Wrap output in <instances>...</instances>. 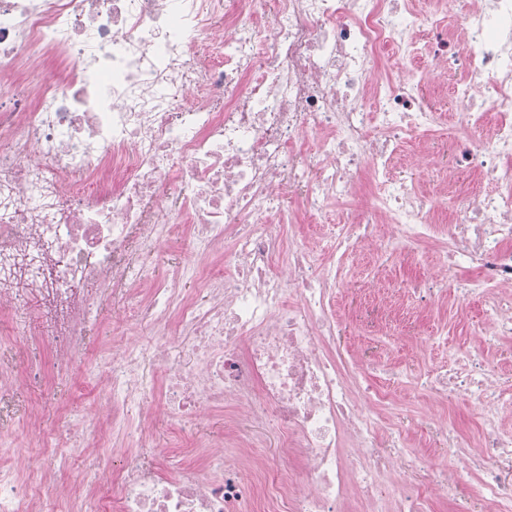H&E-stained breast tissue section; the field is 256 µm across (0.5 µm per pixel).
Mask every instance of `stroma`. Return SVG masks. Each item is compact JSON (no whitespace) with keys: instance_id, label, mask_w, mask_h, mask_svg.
<instances>
[{"instance_id":"1","label":"stroma","mask_w":512,"mask_h":512,"mask_svg":"<svg viewBox=\"0 0 512 512\" xmlns=\"http://www.w3.org/2000/svg\"><path fill=\"white\" fill-rule=\"evenodd\" d=\"M188 249V235L179 233L145 256L148 277L142 282L141 294H148L173 262L185 259ZM431 272L430 266L412 265L389 250L363 251L340 270L354 288L366 287L371 281L395 287ZM127 299L123 286L107 288L102 304L90 318L87 355L67 371L54 366L50 338L35 334L27 343L19 344L9 333L0 334V374L14 383L13 389L0 398V468L24 470L31 457L46 459L49 468H57L55 452L64 444L69 425L105 405V363L121 344L119 316ZM356 308L350 294L337 295L336 309L345 324L341 341L351 351L364 343L376 346L378 356L359 381L372 388L384 384L392 387L401 406L389 411L388 416L402 427L409 455L432 469L449 463L447 448L424 423L427 417L443 414L445 408L432 402L428 392L411 378L448 362L451 353L458 350L481 352L499 372L504 389L499 426L512 432V335L491 344L483 342L479 334L485 316L481 297L462 298L452 293L440 298L423 310L402 336L375 328L370 317H356ZM416 334L434 337V346L417 349L412 341ZM146 429L151 447L143 451L142 457L150 464L156 454L162 453L176 457L181 464L200 467L210 449L235 445L239 436L228 408L205 412L192 423L156 415L147 420ZM22 439L27 442L23 448L18 445Z\"/></svg>"}]
</instances>
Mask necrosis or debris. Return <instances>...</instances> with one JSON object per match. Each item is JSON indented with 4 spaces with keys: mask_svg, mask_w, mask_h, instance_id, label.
<instances>
[{
    "mask_svg": "<svg viewBox=\"0 0 512 512\" xmlns=\"http://www.w3.org/2000/svg\"><path fill=\"white\" fill-rule=\"evenodd\" d=\"M440 43L431 70L395 80L379 63L412 60ZM71 61L53 91L48 59ZM451 78L461 133L444 165L491 182L461 193L447 224L397 176L399 147L438 137L431 73ZM0 315L34 302L48 316L60 367L83 354L98 293L76 283L146 276L149 253L172 225L191 231L182 261L132 303L127 320L154 336L113 352L107 365L120 468L98 455L89 470L94 512H424L434 499L476 491V512H512V433L497 426L499 377L470 351L452 355L431 396L478 407L475 450L433 419L458 462L425 482L402 434L384 435L390 392L360 396L339 341L336 267L307 248L277 269L281 224L318 222L332 207L351 224L390 236H347L337 246L415 257L440 243V290L480 293L485 340L512 334V0H0ZM370 177L368 196L357 193ZM224 274L199 265L224 241ZM202 287L190 301L184 283ZM164 373L156 391L145 360ZM162 408L175 421L232 408L276 431L263 469L212 449L205 470L146 464L144 427L130 412ZM51 490L0 468V512H32Z\"/></svg>",
    "mask_w": 512,
    "mask_h": 512,
    "instance_id": "4bbe7bcc",
    "label": "necrosis or debris"
}]
</instances>
